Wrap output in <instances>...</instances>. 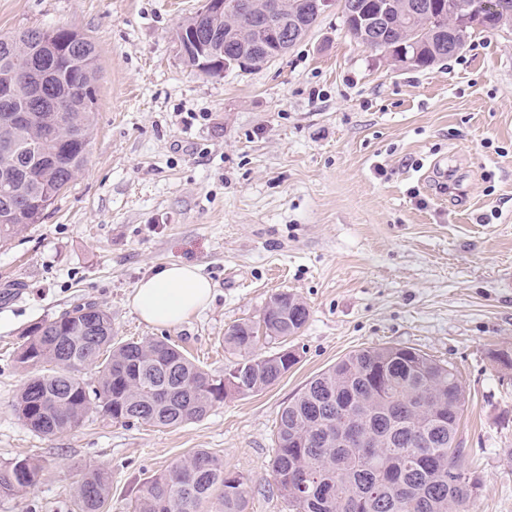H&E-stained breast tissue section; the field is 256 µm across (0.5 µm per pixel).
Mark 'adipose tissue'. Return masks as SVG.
<instances>
[{"instance_id": "obj_1", "label": "adipose tissue", "mask_w": 512, "mask_h": 512, "mask_svg": "<svg viewBox=\"0 0 512 512\" xmlns=\"http://www.w3.org/2000/svg\"><path fill=\"white\" fill-rule=\"evenodd\" d=\"M211 295L210 280L196 266L180 263L160 268L139 281L131 302L143 322L174 328L205 308Z\"/></svg>"}]
</instances>
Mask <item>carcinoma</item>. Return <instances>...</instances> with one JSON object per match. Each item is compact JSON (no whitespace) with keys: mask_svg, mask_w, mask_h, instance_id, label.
Returning <instances> with one entry per match:
<instances>
[{"mask_svg":"<svg viewBox=\"0 0 512 512\" xmlns=\"http://www.w3.org/2000/svg\"><path fill=\"white\" fill-rule=\"evenodd\" d=\"M307 0H288L289 15L312 28ZM388 15L387 37L413 33L427 68L463 50L469 31L451 17L484 0H435V21L396 14L389 0H361ZM255 35L242 14H215L205 4L175 34L184 63L204 75L240 69L224 63V35ZM83 72L84 90L72 93L71 73ZM29 72L56 92V118L36 113L24 127L13 112L32 107ZM98 69L95 47L64 26L21 28L0 35V85L16 86L0 100V246L41 223L55 198L82 171L93 130ZM305 304L288 292L275 294L257 322L230 326L224 343L241 360L216 379L169 340L116 342L112 318L95 303H79L25 333L15 361L35 374L13 402L29 430L51 438L79 426L91 413L114 421L178 426L203 418L230 394L258 393L296 363L294 351L255 357L259 340L281 343L307 323ZM98 369V386L80 378ZM466 394L453 364L399 345L354 351L318 374L280 411L273 477L294 512H469L479 481L465 469L457 441ZM42 467L27 458L0 467V495L36 485ZM244 478L224 473V463L200 449L138 490L134 512H244ZM111 491L107 472L83 473L78 512H104Z\"/></svg>","mask_w":512,"mask_h":512,"instance_id":"obj_1","label":"carcinoma"}]
</instances>
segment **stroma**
<instances>
[{
    "label": "stroma",
    "mask_w": 512,
    "mask_h": 512,
    "mask_svg": "<svg viewBox=\"0 0 512 512\" xmlns=\"http://www.w3.org/2000/svg\"><path fill=\"white\" fill-rule=\"evenodd\" d=\"M205 0H0V34L66 26L96 48L95 127L82 172L42 223L0 247V466L38 461V484L0 512H77L81 472L132 512L147 478L207 450L246 480V512H292L272 466L278 414L355 350L402 344L452 363L467 395L458 437L480 488L471 512H512V28L471 30L460 53L402 67L319 18L281 59L202 75L174 34ZM458 188L441 193L439 183ZM188 262L214 286L180 326L143 322L135 285ZM294 294L309 319L298 362L199 421L161 428L90 414L51 439L17 419L24 332L80 300L115 338L166 337L220 375L226 329Z\"/></svg>",
    "instance_id": "stroma-1"
}]
</instances>
